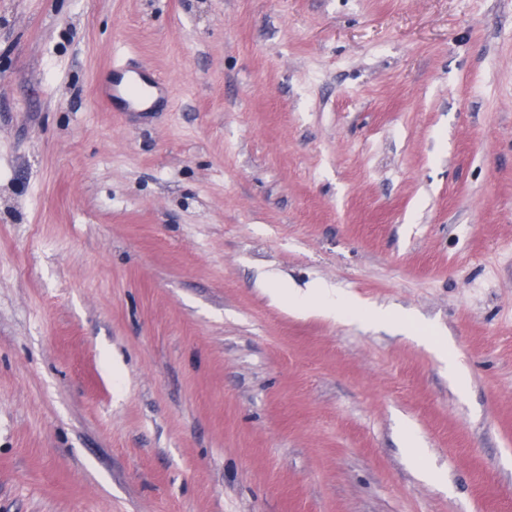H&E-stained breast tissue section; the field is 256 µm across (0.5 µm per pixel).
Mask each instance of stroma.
<instances>
[{"label": "stroma", "instance_id": "1", "mask_svg": "<svg viewBox=\"0 0 512 512\" xmlns=\"http://www.w3.org/2000/svg\"><path fill=\"white\" fill-rule=\"evenodd\" d=\"M0 512H512V0H0ZM126 69L122 66L112 65V81L101 86L98 90L99 97L102 100H109L117 97L120 91H124L127 96L134 99L137 95L136 90L130 86L123 84V78ZM272 296L279 302H288V308L311 309L321 317L331 321H345L349 318L383 323L396 318L392 312L379 308H363L356 305L353 298L338 288L326 283L316 284L305 293L288 288L273 286L269 288Z\"/></svg>", "mask_w": 512, "mask_h": 512}]
</instances>
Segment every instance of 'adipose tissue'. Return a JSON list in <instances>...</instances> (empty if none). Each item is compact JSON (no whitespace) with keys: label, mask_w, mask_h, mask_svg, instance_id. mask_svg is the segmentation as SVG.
I'll list each match as a JSON object with an SVG mask.
<instances>
[{"label":"adipose tissue","mask_w":512,"mask_h":512,"mask_svg":"<svg viewBox=\"0 0 512 512\" xmlns=\"http://www.w3.org/2000/svg\"><path fill=\"white\" fill-rule=\"evenodd\" d=\"M271 294L277 301L287 304L289 309H309L331 321L355 318L383 323L394 318L392 312L384 309L357 306L349 294L325 283L316 284L304 293L275 286L272 287Z\"/></svg>","instance_id":"ef3b65f1"}]
</instances>
